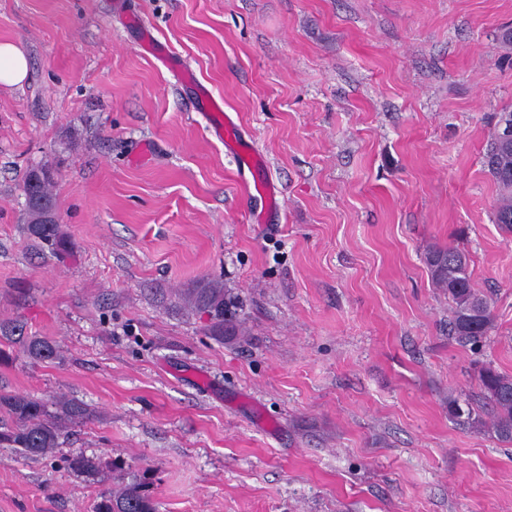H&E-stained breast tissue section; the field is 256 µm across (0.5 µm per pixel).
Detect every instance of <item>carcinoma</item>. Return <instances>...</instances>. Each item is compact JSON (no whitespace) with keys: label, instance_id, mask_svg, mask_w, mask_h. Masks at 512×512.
<instances>
[{"label":"carcinoma","instance_id":"1","mask_svg":"<svg viewBox=\"0 0 512 512\" xmlns=\"http://www.w3.org/2000/svg\"><path fill=\"white\" fill-rule=\"evenodd\" d=\"M483 165L497 184L499 198L494 209V222L500 229L512 234V140L503 141L496 131H491L484 153ZM23 192H31L27 205L26 231L53 254L67 252V243L59 226L40 224L41 204H56L51 184L46 182L29 187L24 181ZM435 284L447 290L452 301L449 332L455 341L466 347L481 341L494 328V316L487 301L473 288L469 259L454 247H439L426 257ZM191 303L207 312L214 320L212 333L233 335L237 324L224 321V308L231 300L224 298V288L209 285L196 288ZM20 343L36 361H49L56 355L49 341L27 336L17 323L0 325V345ZM479 386L483 398L492 408V427L497 438L512 442V376L485 367L479 373ZM87 409L72 400H58L47 404L27 395L0 392V447L14 448L29 456L46 457L59 447L62 423L79 421L86 417ZM68 468L77 474L93 475L99 464L81 453L66 458ZM94 512H159L158 503L144 492L140 484L130 483L104 492Z\"/></svg>","mask_w":512,"mask_h":512}]
</instances>
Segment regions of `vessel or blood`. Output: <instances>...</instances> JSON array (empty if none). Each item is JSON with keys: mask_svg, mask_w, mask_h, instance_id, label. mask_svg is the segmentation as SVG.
I'll return each instance as SVG.
<instances>
[{"mask_svg": "<svg viewBox=\"0 0 512 512\" xmlns=\"http://www.w3.org/2000/svg\"><path fill=\"white\" fill-rule=\"evenodd\" d=\"M131 23L140 31V42L150 54L167 69L189 77L188 67L178 60L153 34L142 19L132 18ZM192 95L195 109L207 121L210 134L218 141L224 142L226 148L235 154L243 164L251 170H260L265 166V159L252 144L235 139L233 136L236 124L229 113L224 110L223 100L217 99L209 88L201 83H192ZM255 189L264 199L266 209L258 217L259 222L274 221L280 211V192L276 185L267 179L257 180Z\"/></svg>", "mask_w": 512, "mask_h": 512, "instance_id": "vessel-or-blood-1", "label": "vessel or blood"}]
</instances>
